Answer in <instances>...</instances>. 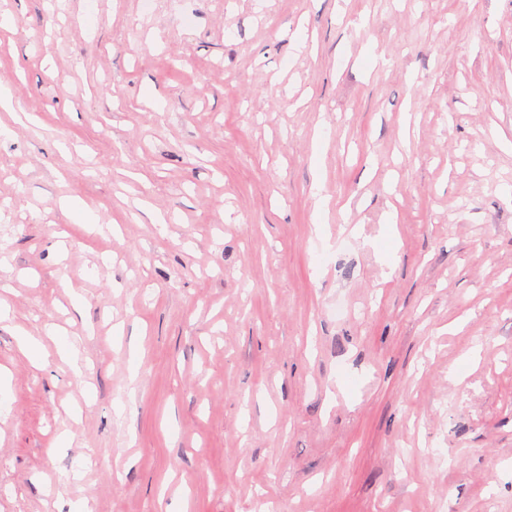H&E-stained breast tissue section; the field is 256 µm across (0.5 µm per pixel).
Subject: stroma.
I'll return each mask as SVG.
<instances>
[{"instance_id":"stroma-1","label":"stroma","mask_w":512,"mask_h":512,"mask_svg":"<svg viewBox=\"0 0 512 512\" xmlns=\"http://www.w3.org/2000/svg\"><path fill=\"white\" fill-rule=\"evenodd\" d=\"M2 16L0 512H512V0ZM20 350L31 360L35 366H43L47 363L42 344L34 336L22 332L18 334Z\"/></svg>"}]
</instances>
